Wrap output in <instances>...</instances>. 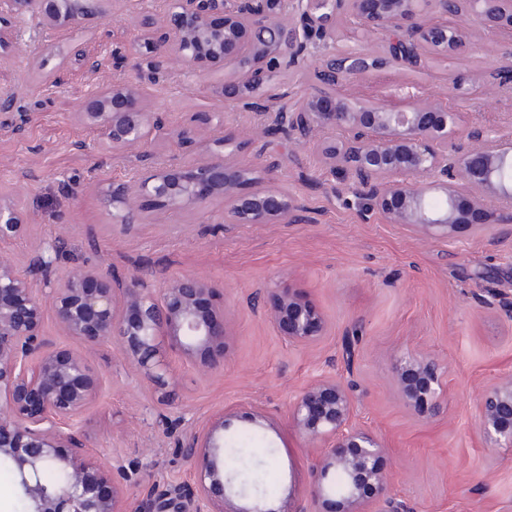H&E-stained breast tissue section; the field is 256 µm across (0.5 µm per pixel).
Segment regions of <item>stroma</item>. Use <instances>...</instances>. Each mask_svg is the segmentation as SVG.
<instances>
[{"label":"stroma","mask_w":512,"mask_h":512,"mask_svg":"<svg viewBox=\"0 0 512 512\" xmlns=\"http://www.w3.org/2000/svg\"><path fill=\"white\" fill-rule=\"evenodd\" d=\"M133 0H112L107 19L91 21L82 37L88 54L111 42L133 39ZM71 34L47 32L30 39L45 50L46 68L63 84L42 103L41 84L26 78L24 52H0V84L18 85L38 109L21 138L0 135V187L23 196L31 213L27 235L7 247L27 264L43 244L58 242L53 278L72 268L112 267L160 287L164 278L196 273L223 295L228 306L224 363L204 374L178 352L168 359L182 383L176 412L149 399L131 365L112 347L84 349L45 316L44 338L58 347L85 351L104 374V391L77 431L90 456L119 453L131 461L138 489L125 506L135 512L142 491L173 487L191 491L194 477L179 446L181 434L215 413L249 403L262 421L236 422L234 435L249 434L248 455L229 472L249 469L277 483L270 507L307 495L314 480L311 450L296 429L289 406L308 384L343 372L342 339L359 329L353 421L379 436L386 447L389 495L408 512H512V447L488 450L478 429L476 396L512 375V235L496 237L460 227L450 236L392 224L379 213L362 212L351 183L334 177L312 148L262 134L264 118L228 112L211 83L181 75L151 94L148 105L166 129L175 130L190 112H220L224 126L249 134L238 159L271 167L303 208L296 224H198L190 210L154 221L153 201L137 206L144 219L113 223L101 196L110 183L130 180L151 166L152 156L134 148L124 154H89L79 142L94 134L74 119L93 77L74 59L63 58ZM472 54L428 63L424 71L389 67L345 86L351 97L389 105L394 87L422 82L432 99L460 113L462 126L478 123L512 140V91L492 88L487 107L454 96L449 76L470 81L489 65H512V34L472 29ZM289 288L325 317L328 331L314 347L288 344L268 320L267 290ZM427 352L447 368L435 413L409 407L397 394L394 366L409 352Z\"/></svg>","instance_id":"1"}]
</instances>
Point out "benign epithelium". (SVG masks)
Here are the masks:
<instances>
[{"label": "benign epithelium", "mask_w": 512, "mask_h": 512, "mask_svg": "<svg viewBox=\"0 0 512 512\" xmlns=\"http://www.w3.org/2000/svg\"><path fill=\"white\" fill-rule=\"evenodd\" d=\"M110 0H0V48L23 41L25 29L66 30L77 35L88 20L107 17ZM134 26L140 35L88 57L82 42L69 55L88 72L110 74L95 84L75 113L77 123L97 134L83 150L122 153L149 144L163 129L149 109L146 91L163 90L172 73L207 78L224 72L214 87L228 111L270 112L265 131L311 146L337 178L354 184L363 210L381 213L391 224H411L428 233L451 234L461 225L490 229L512 224V143L493 128L460 127L459 113L426 98L420 86L405 109L354 101L337 88L398 63L423 70L428 60L470 48L471 24L512 34V0H136ZM460 15L461 22L448 17ZM372 37L359 48L342 46L344 30ZM315 37L331 49L314 67L320 88L293 93L277 82L299 66ZM30 65L45 91L60 88L44 72L37 55ZM131 70L135 79L125 78ZM28 114L19 91L0 87V134L19 136ZM216 112H195L177 137L193 150L198 135ZM457 138L448 158V141ZM245 141L227 131L209 146L210 156L181 168L155 162L129 182H114L103 201L112 223L133 224L137 199L149 197L158 211L192 209L201 224H295L294 197L235 158ZM224 202L217 220L207 216ZM30 212L0 193V244L29 230ZM54 247L42 246L25 267L0 255V460L13 469L26 512H124L119 502L132 484L130 468L115 455L99 463L86 459L74 433L77 421L102 393L99 371L77 352L43 338L46 306L67 335L88 346L113 345L136 369L157 404L173 407L181 383L167 362L175 350L186 359L224 352V305L214 288L195 274L176 275L160 289L137 275L112 269L75 268L61 279L49 276ZM270 320L289 343L312 347L327 330L324 316L290 288H272ZM358 332L346 336L343 360L353 374ZM444 367L429 354L401 357L396 366L399 395L417 409L432 412L442 391ZM354 379L322 378L304 388L289 411L312 444L317 479L308 497L282 512H407L385 495L389 474L381 440L353 423ZM478 427L488 447H512V376L483 389L477 398ZM238 412L222 411L180 438L194 475V491H147L138 512H276L259 498L234 491L225 477V435ZM64 474L50 488L45 469ZM344 479L342 491L333 478Z\"/></svg>", "instance_id": "1"}]
</instances>
